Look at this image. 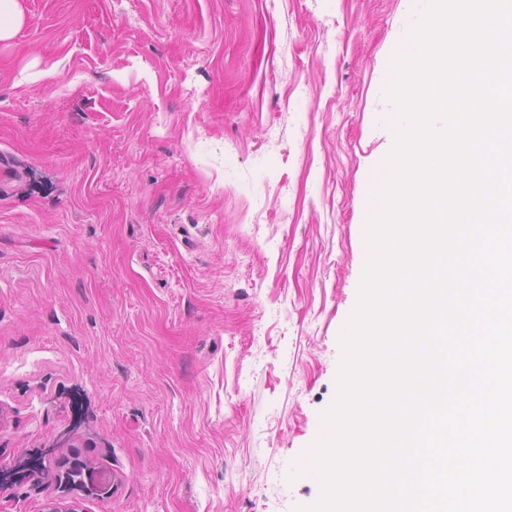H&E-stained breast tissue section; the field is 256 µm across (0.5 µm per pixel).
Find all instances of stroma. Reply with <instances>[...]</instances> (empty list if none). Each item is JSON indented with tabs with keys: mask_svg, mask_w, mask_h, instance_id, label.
<instances>
[{
	"mask_svg": "<svg viewBox=\"0 0 512 512\" xmlns=\"http://www.w3.org/2000/svg\"><path fill=\"white\" fill-rule=\"evenodd\" d=\"M0 42V512H296L401 0H23ZM111 479L66 492L73 459Z\"/></svg>",
	"mask_w": 512,
	"mask_h": 512,
	"instance_id": "obj_1",
	"label": "stroma"
}]
</instances>
